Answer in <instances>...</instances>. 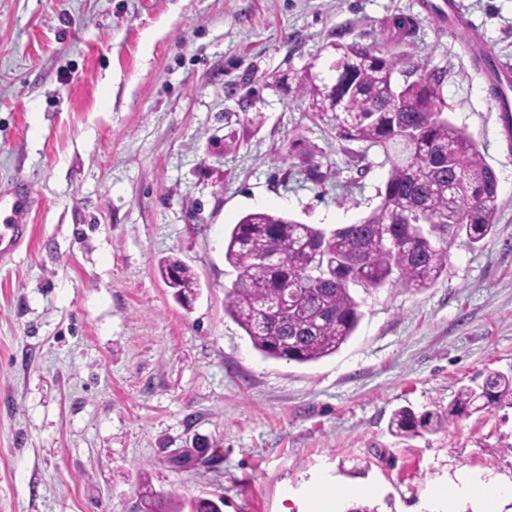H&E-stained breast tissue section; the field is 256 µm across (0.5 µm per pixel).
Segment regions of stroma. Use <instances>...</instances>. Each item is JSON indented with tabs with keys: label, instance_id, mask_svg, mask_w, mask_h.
Returning a JSON list of instances; mask_svg holds the SVG:
<instances>
[{
	"label": "stroma",
	"instance_id": "35a3bbf8",
	"mask_svg": "<svg viewBox=\"0 0 512 512\" xmlns=\"http://www.w3.org/2000/svg\"><path fill=\"white\" fill-rule=\"evenodd\" d=\"M432 0H0V193L29 235L0 260V512H141L156 492L222 512H320L314 487L378 512H512V406L406 441L392 410L512 374V124L461 21ZM512 62V0H461ZM411 29L391 37L395 18ZM441 78L483 148L499 220L435 233L420 293L357 291L351 339L315 363L263 356L224 313L229 230L271 211L327 230L379 203L382 151L336 140L300 78L335 42ZM199 288L182 305L159 272ZM160 272L166 276L169 286L177 289L176 296L180 299H188L197 288L198 281L191 269L179 261L168 260L161 265Z\"/></svg>",
	"mask_w": 512,
	"mask_h": 512
}]
</instances>
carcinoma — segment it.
I'll return each instance as SVG.
<instances>
[{
	"label": "carcinoma",
	"instance_id": "carcinoma-1",
	"mask_svg": "<svg viewBox=\"0 0 512 512\" xmlns=\"http://www.w3.org/2000/svg\"><path fill=\"white\" fill-rule=\"evenodd\" d=\"M336 59L326 80L308 72L301 81L312 111L327 119L336 140L366 143L389 163L380 202L366 216L330 232L283 214L252 212L231 229L224 260L236 278L224 313L262 355L298 363L331 356L358 327L362 312L354 289L387 285L420 292L448 267V250L433 233L484 241L498 221V182L478 143L444 111L440 77L421 73L398 85L400 59L355 43L331 45ZM176 296L186 299L198 281L179 261L160 267ZM292 289L298 305H281ZM512 405V375L492 374L461 387L448 406L392 412L398 438L435 433L448 422ZM149 512H175L158 494L145 495Z\"/></svg>",
	"mask_w": 512,
	"mask_h": 512
}]
</instances>
